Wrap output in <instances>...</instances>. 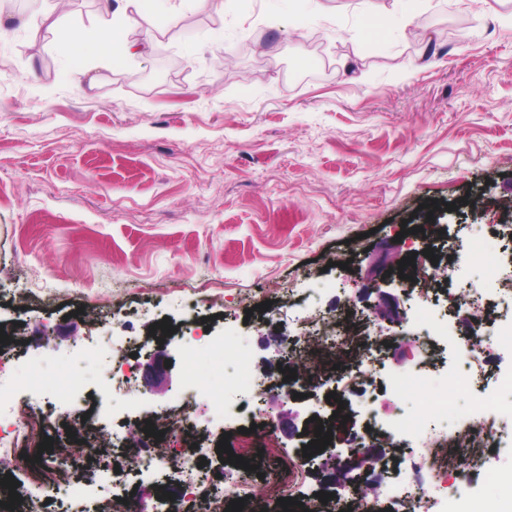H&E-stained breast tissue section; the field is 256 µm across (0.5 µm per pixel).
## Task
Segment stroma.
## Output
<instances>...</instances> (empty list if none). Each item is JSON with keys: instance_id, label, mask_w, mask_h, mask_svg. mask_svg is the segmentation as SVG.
<instances>
[{"instance_id": "obj_1", "label": "stroma", "mask_w": 512, "mask_h": 512, "mask_svg": "<svg viewBox=\"0 0 512 512\" xmlns=\"http://www.w3.org/2000/svg\"><path fill=\"white\" fill-rule=\"evenodd\" d=\"M66 2L60 14L0 15V331L25 339L0 346L13 364L7 401L49 416L55 457L71 421L130 445L201 382L223 389L225 406L251 399L256 423L275 419L281 448L298 447L306 421L335 405L321 389L295 399L275 386L294 365L285 337L307 323L296 295L316 288L323 309L342 300L360 313L373 270L399 284L401 228L432 222L437 259H472L478 225L512 224L493 206L512 198V0H167L151 38L128 13L119 35L142 45L128 57L62 51L103 10ZM471 196L487 209L461 205ZM260 288L271 313L248 310ZM99 321L137 360L134 410L101 394L103 361L81 353ZM193 336L245 350L262 397L224 378L223 351L185 366ZM151 349L166 375L147 377ZM453 359L440 351L427 382L377 405L424 424L440 406L469 419L495 409L499 451L477 481L448 483L436 512H512V363L491 358L473 386L449 376ZM191 433L204 472L223 476L218 493L245 479L270 494L276 459L248 449L261 461L249 473L221 461V438L234 448L239 437L205 398ZM36 455L20 449L23 468L0 458V478L21 490L14 512H67L68 499L41 498Z\"/></svg>"}]
</instances>
